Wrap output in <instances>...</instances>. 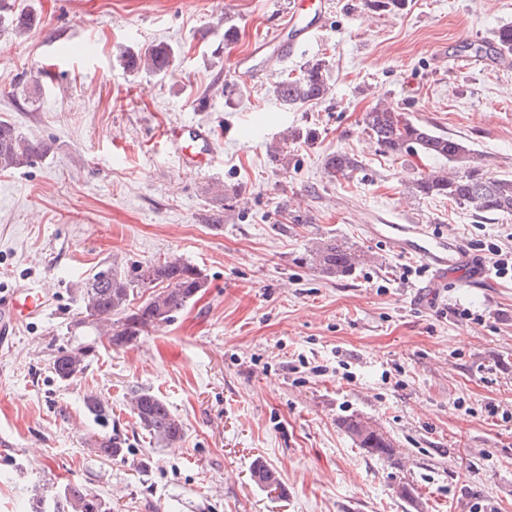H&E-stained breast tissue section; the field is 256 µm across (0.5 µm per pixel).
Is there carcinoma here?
Segmentation results:
<instances>
[{
	"label": "carcinoma",
	"mask_w": 512,
	"mask_h": 512,
	"mask_svg": "<svg viewBox=\"0 0 512 512\" xmlns=\"http://www.w3.org/2000/svg\"><path fill=\"white\" fill-rule=\"evenodd\" d=\"M5 24L18 33H25L37 24V17L29 11L15 12L11 0H0V27ZM490 47L498 53L512 52L511 24L496 29ZM172 58L170 48L159 44L140 55L130 56L126 66L130 70L143 68L161 73L169 69ZM330 90V76L323 61L308 65L297 76L286 74L273 86L274 96L287 109L321 101ZM364 122L370 136L387 154L421 155L448 162L450 172L423 173L415 180L417 194L443 197L478 214H512V179L489 176L484 159L462 139L438 133L408 118L399 107L385 102L372 107ZM48 151L47 144L24 138L12 123L0 120V171L29 167ZM358 167V161L343 151L330 154L324 160V170L331 177L347 176ZM308 261L328 278H345L355 272L362 258L356 251L331 239L310 250ZM205 285L202 270L175 255L126 270L112 264L96 272L85 284V318L102 327L100 335L112 346H129L149 331L170 323ZM141 288H150L152 293L135 305V294ZM93 352L91 342L60 353L53 361L54 374L60 380L77 377L87 369V358ZM130 405L136 424L156 443L173 448L181 441L182 422L163 399L137 390L132 393ZM360 425L361 419L353 416L341 421L342 429L356 447L381 459H392V440L382 431L363 432ZM93 444L104 456L115 459L124 455V441L116 435L99 434L93 437ZM251 477L261 488L269 480L276 483L277 488H283L276 472L262 461L253 462ZM64 498L76 512H107L105 503L77 487L66 488Z\"/></svg>",
	"instance_id": "cac0c4a2"
}]
</instances>
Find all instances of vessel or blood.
I'll return each instance as SVG.
<instances>
[{"instance_id":"1","label":"vessel or blood","mask_w":512,"mask_h":512,"mask_svg":"<svg viewBox=\"0 0 512 512\" xmlns=\"http://www.w3.org/2000/svg\"><path fill=\"white\" fill-rule=\"evenodd\" d=\"M320 29L316 19H302L299 10L287 8L278 35L266 38L254 50L255 56L282 60L293 48ZM164 138L175 149L179 161L189 168L203 169L211 165L214 148L211 131L199 124H183L168 128ZM382 238L396 252H413L438 274L447 277L451 287L476 288L490 282L491 276L483 267H476L470 276L460 269L467 262V248L457 239L448 240L418 237L415 228L404 224L383 225ZM48 300L42 289L22 286L0 296V335L10 336L28 321L40 317Z\"/></svg>"}]
</instances>
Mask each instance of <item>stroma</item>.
Returning a JSON list of instances; mask_svg holds the SVG:
<instances>
[{
    "label": "stroma",
    "instance_id": "obj_1",
    "mask_svg": "<svg viewBox=\"0 0 512 512\" xmlns=\"http://www.w3.org/2000/svg\"><path fill=\"white\" fill-rule=\"evenodd\" d=\"M289 2L16 0L38 23L0 30V119L50 151L0 172V293L42 288L48 306L0 344V512H29L35 495L56 512L69 485L111 512H512V278L404 281L420 259L365 230L418 224L510 249L512 215L417 195L419 174L446 161L383 154L364 124L392 103L511 179L512 69L486 52L455 60L512 24V0H408L394 12L331 0L320 37L273 73L238 74L237 57L277 32ZM159 43L175 53L168 73L125 69ZM318 60L327 99L282 107L278 76ZM183 123L213 129L212 167L186 169L169 151L161 133ZM295 129L316 136L287 142ZM339 150L359 168L334 179L323 162ZM331 237L365 255L352 276L307 263ZM171 254L202 269L205 288L133 345L97 341L83 284L109 264ZM90 342L85 373L59 380L54 358ZM135 390L181 420L176 447L136 425ZM91 394L106 419L88 414ZM350 415L387 432L395 461L356 447L340 426ZM97 433L125 438L123 457L92 448ZM258 459L283 495L252 481Z\"/></svg>",
    "mask_w": 512,
    "mask_h": 512
}]
</instances>
